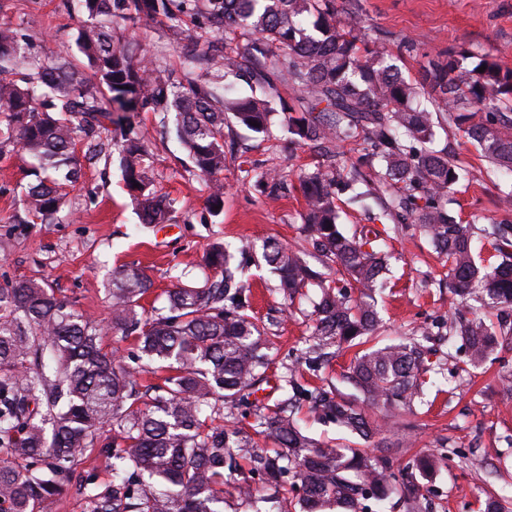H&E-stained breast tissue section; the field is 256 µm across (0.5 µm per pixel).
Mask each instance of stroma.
Returning a JSON list of instances; mask_svg holds the SVG:
<instances>
[{
    "label": "stroma",
    "mask_w": 512,
    "mask_h": 512,
    "mask_svg": "<svg viewBox=\"0 0 512 512\" xmlns=\"http://www.w3.org/2000/svg\"><path fill=\"white\" fill-rule=\"evenodd\" d=\"M358 4L368 33L386 38L390 51H397L402 42H413V51L404 53L399 63L405 77H417L428 59L451 48L491 54L503 68L512 69V0ZM83 19L67 0H0V23L17 29L32 54L40 57L73 48ZM129 34L143 55L181 69L182 40L161 28H133ZM272 132V139L263 142L245 127L225 124L224 212L215 218L206 209V185L186 172L189 160L174 133L153 114H142L137 133L148 146L147 163L157 189L173 201V220L160 232L141 224L117 157L105 153L81 158V178L57 218L43 224L13 223V216L23 212L27 165L15 153L1 156L0 288L22 279L48 283L74 309L104 323L116 269L131 264L143 268L153 288L142 304L148 310L161 309L175 281L189 284L202 279L203 256L212 243L238 245L273 237L286 245L297 244L303 207L298 181L270 198L258 190L249 172L277 166L295 176L320 157L291 144L280 125H273ZM446 138L463 170L453 188L454 213L465 223L476 217L512 222V207L500 200L507 174L494 173L461 133L451 130ZM385 244L392 270L379 298L385 336H402L423 322L453 315L457 300L445 285L448 269L429 240L410 230ZM245 279L256 316L277 325L272 342L278 363L291 364L311 338V302H284L268 268H249ZM508 369L512 370V348L506 347L498 361L473 370L471 376L449 378L444 394L432 406L414 414L403 409L375 412L380 439L395 462L416 453L435 456L434 471L424 482L431 512H482L491 496L512 512V392L502 382ZM90 473L108 480L103 458L78 462L69 488L49 504L48 512H85L78 484Z\"/></svg>",
    "instance_id": "obj_1"
}]
</instances>
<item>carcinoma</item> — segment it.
I'll return each mask as SVG.
<instances>
[{
	"instance_id": "carcinoma-1",
	"label": "carcinoma",
	"mask_w": 512,
	"mask_h": 512,
	"mask_svg": "<svg viewBox=\"0 0 512 512\" xmlns=\"http://www.w3.org/2000/svg\"><path fill=\"white\" fill-rule=\"evenodd\" d=\"M80 2L87 20L74 44L86 61L82 68L67 55L29 56L18 32L0 26V127L31 161L27 216L45 223L65 208L77 180L78 134L93 153L115 128L120 139L112 146L141 223H167L172 201L155 189L147 147L134 135L142 112L171 127L190 170L206 183L213 217L223 213L228 114L264 138L281 114L291 141L328 163L298 174L303 245L273 238L259 246L215 243L204 256L211 276L196 285L177 282L168 306L150 316L138 311L152 286L145 271L130 265L112 272V336L133 339L138 360L166 370L161 385H141L143 367L126 363L116 349L105 351L103 327L49 286L21 280L0 288V512H47L107 426L112 445L101 452L111 478L84 481L86 512H224V478L235 475L240 499L252 506L263 501L249 482L259 475L276 496L299 493L300 512H376L396 492L410 512H422L416 476L431 474L429 457L411 456L395 469L379 447L314 439L297 413L305 401L317 419L370 442L380 429L369 411L426 403L427 385H436L428 378L436 372L428 346L435 331L446 327L448 338L461 339L474 367L512 345L511 329L465 316L371 344L390 272L383 232L418 229L448 263V287L463 301L512 308V224L481 228L500 262L474 252L473 225L450 208L461 169L450 148L437 146L442 115L496 170L512 171V70L488 54L469 65V53L450 49L409 81L388 61L383 39L365 32L355 0ZM200 18L224 30V47L205 54L200 73L195 53L186 55L179 75L146 62L126 35L132 24L161 26L179 38ZM278 81L288 83L294 104L273 101ZM353 139L361 141L356 156L333 151ZM254 178L277 196L287 174L269 168ZM373 203L380 211L372 220L392 219L393 227L342 231L343 208L369 212ZM239 257L268 266L285 299L320 288L313 342L279 375L283 398L272 405L250 401L276 353L270 325L253 314L237 276ZM344 344L360 347L342 374L355 399L299 382L300 368L319 371L327 349ZM243 407L253 408L248 432ZM255 435L277 449H256Z\"/></svg>"
}]
</instances>
